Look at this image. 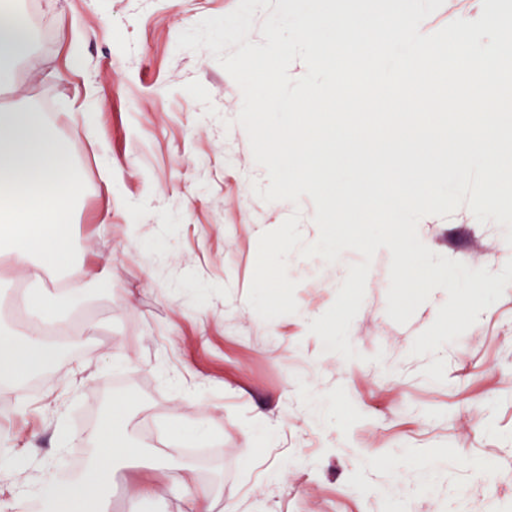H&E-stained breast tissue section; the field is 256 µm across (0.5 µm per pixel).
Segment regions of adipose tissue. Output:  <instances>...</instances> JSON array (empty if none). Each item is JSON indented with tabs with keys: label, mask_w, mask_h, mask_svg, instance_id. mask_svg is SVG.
<instances>
[{
	"label": "adipose tissue",
	"mask_w": 512,
	"mask_h": 512,
	"mask_svg": "<svg viewBox=\"0 0 512 512\" xmlns=\"http://www.w3.org/2000/svg\"><path fill=\"white\" fill-rule=\"evenodd\" d=\"M31 43L16 11L1 8L0 63L26 54ZM76 183L69 142L43 113L0 109V244L25 266L29 290L24 305L57 330L52 338L38 333L20 340L0 339V383L20 385L53 362L63 344L81 337L70 326L69 311L83 298L89 281L72 270L65 289L50 290L45 285L48 266L70 265V221L65 215L52 219L51 214L69 208ZM124 416L123 406H113L96 432L90 475L70 481L47 498L45 512H106L105 492L115 474V461L139 454L120 431ZM159 476L180 488L188 512H212L210 489L196 481L188 468L174 470L163 462L133 485L130 512H142Z\"/></svg>",
	"instance_id": "ef3b65f1"
}]
</instances>
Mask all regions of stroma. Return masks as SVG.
Masks as SVG:
<instances>
[{"mask_svg": "<svg viewBox=\"0 0 512 512\" xmlns=\"http://www.w3.org/2000/svg\"><path fill=\"white\" fill-rule=\"evenodd\" d=\"M237 3L41 0L48 43L0 77V107L34 106L69 140L81 176L71 257L93 276L70 313L81 343L0 397L6 512L41 506L37 490L87 454L116 403L142 458L118 463L110 512H127L126 482L160 459L193 468L212 512H461V492L512 488V284L456 342L422 357L413 341L447 294L392 321L384 248L350 328L359 359L323 352L308 330L355 251L332 264L289 256L297 313L267 322L248 305L260 235L314 205L254 194L268 180L235 122L238 85L209 50L177 47L182 31ZM72 112L84 120L69 122ZM506 232L464 205L418 223L433 252L492 274ZM25 282L0 255V329H37Z\"/></svg>", "mask_w": 512, "mask_h": 512, "instance_id": "1", "label": "stroma"}]
</instances>
